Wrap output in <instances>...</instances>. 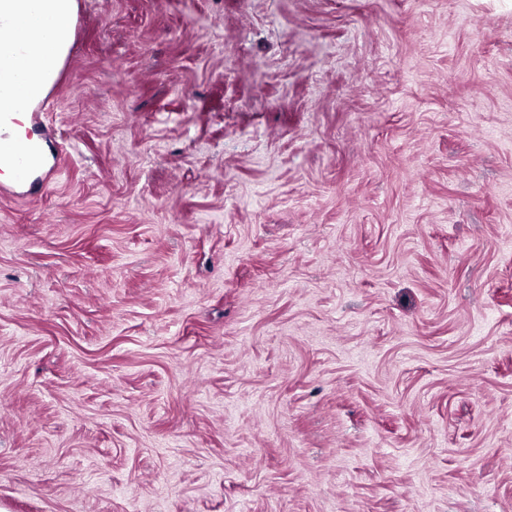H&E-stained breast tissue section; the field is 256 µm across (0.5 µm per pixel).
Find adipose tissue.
<instances>
[{"label": "adipose tissue", "instance_id": "obj_1", "mask_svg": "<svg viewBox=\"0 0 512 512\" xmlns=\"http://www.w3.org/2000/svg\"><path fill=\"white\" fill-rule=\"evenodd\" d=\"M64 0H0V115L24 118L21 103L31 100L47 71L59 58L55 39L71 25L72 12Z\"/></svg>", "mask_w": 512, "mask_h": 512}]
</instances>
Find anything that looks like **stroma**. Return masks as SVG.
<instances>
[{
  "label": "stroma",
  "instance_id": "stroma-1",
  "mask_svg": "<svg viewBox=\"0 0 512 512\" xmlns=\"http://www.w3.org/2000/svg\"><path fill=\"white\" fill-rule=\"evenodd\" d=\"M76 7L0 512H512V0Z\"/></svg>",
  "mask_w": 512,
  "mask_h": 512
}]
</instances>
